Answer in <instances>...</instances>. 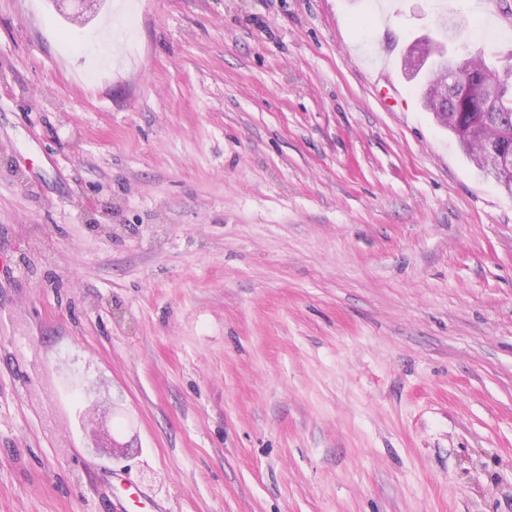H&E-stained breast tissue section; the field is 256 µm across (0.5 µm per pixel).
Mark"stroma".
I'll return each instance as SVG.
<instances>
[{"label":"stroma","instance_id":"1","mask_svg":"<svg viewBox=\"0 0 512 512\" xmlns=\"http://www.w3.org/2000/svg\"><path fill=\"white\" fill-rule=\"evenodd\" d=\"M512 0H0V512H512V195L402 57ZM100 471L113 486L118 512H131L128 508L141 509L142 512H161L164 508L154 496L147 494L133 482L131 474L122 469L100 466Z\"/></svg>","mask_w":512,"mask_h":512}]
</instances>
